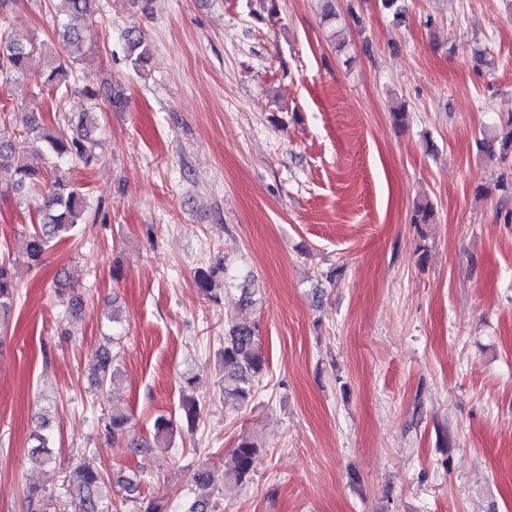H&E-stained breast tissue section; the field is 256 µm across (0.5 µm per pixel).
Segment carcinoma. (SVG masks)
<instances>
[{
	"label": "carcinoma",
	"mask_w": 512,
	"mask_h": 512,
	"mask_svg": "<svg viewBox=\"0 0 512 512\" xmlns=\"http://www.w3.org/2000/svg\"><path fill=\"white\" fill-rule=\"evenodd\" d=\"M13 0H0V86L7 85L18 76L30 74V60L41 52L42 45L35 39H20L13 31L10 11ZM96 0H58L57 24L63 40L81 50L86 43L84 22L94 12ZM124 41L127 59L135 71L144 69L151 55L150 45L145 43L138 30L125 32ZM71 64L64 60L51 65L37 75L39 86L48 90L63 91L69 88ZM92 101L91 111L80 117L70 128V133L56 131L33 119L25 124L18 137L0 139V186L19 197L32 192H43L42 203L35 208L37 227L25 239L23 255L26 262L35 266L57 243L69 238L76 226L86 221L90 203L84 192L74 184L70 174L81 164L90 167L99 161L100 142L95 136L96 114L99 93L91 88L83 90ZM108 107L113 112H122L128 104V96L122 86L112 88L107 96ZM511 127L503 138L483 139L478 148L490 159L502 162L512 157ZM225 277L222 266L200 267L195 280L199 288L210 294L219 278ZM16 283L10 264L0 263V322L6 323L13 308ZM224 369V401L233 408L247 405L255 396V382L267 369L266 358L258 345L255 327L241 322L224 331V349L221 352ZM120 374L117 355L108 347L102 348L90 369V377L96 389L106 390L114 384ZM199 415L198 403L191 395H182L177 417H159L154 424L158 440H166L179 426L194 429ZM129 418L123 414H112L104 419V429L112 438L125 435ZM50 419L44 417L32 430L29 441L31 454L41 465L53 460L52 438L49 433ZM260 446L250 435L238 439L232 451V464L221 476H215L208 468L198 469L192 478L198 487H211L219 492L238 488L251 478L254 460ZM106 482L99 472L81 465L73 467L68 478L67 491L74 498L76 512H106L103 488Z\"/></svg>",
	"instance_id": "obj_1"
}]
</instances>
